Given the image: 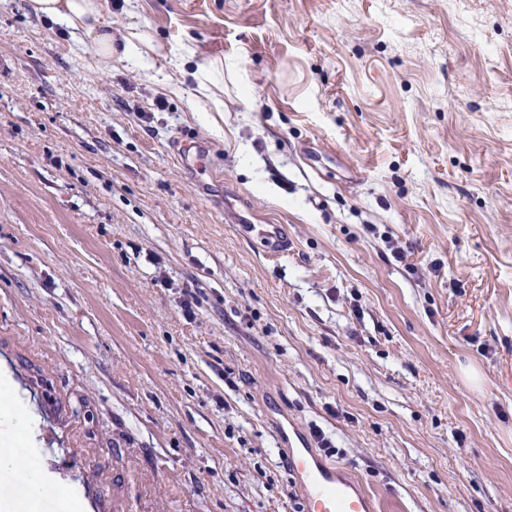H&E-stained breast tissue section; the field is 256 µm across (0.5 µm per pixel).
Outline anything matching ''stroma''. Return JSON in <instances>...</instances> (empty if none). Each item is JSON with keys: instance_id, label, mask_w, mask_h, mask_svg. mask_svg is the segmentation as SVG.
Returning <instances> with one entry per match:
<instances>
[{"instance_id": "obj_1", "label": "stroma", "mask_w": 512, "mask_h": 512, "mask_svg": "<svg viewBox=\"0 0 512 512\" xmlns=\"http://www.w3.org/2000/svg\"><path fill=\"white\" fill-rule=\"evenodd\" d=\"M101 4L224 109L0 0V360L60 478L0 512H303L299 432L375 512H512V0ZM194 78L197 83L198 90L200 94L208 99V102L205 103V111L206 112H220L224 109V100L216 97V95L212 91V87L215 86V82L217 79L215 77V69H198L194 73ZM209 105L211 108L207 107ZM238 216L236 224L250 225V231L243 236L253 244L259 243L268 257L288 252V233L284 224H251V221L243 214Z\"/></svg>"}]
</instances>
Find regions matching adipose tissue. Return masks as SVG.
<instances>
[{"label":"adipose tissue","mask_w":512,"mask_h":512,"mask_svg":"<svg viewBox=\"0 0 512 512\" xmlns=\"http://www.w3.org/2000/svg\"><path fill=\"white\" fill-rule=\"evenodd\" d=\"M31 12L65 24L77 45H91L104 64L113 57L112 29L102 18L100 0H28Z\"/></svg>","instance_id":"ef3b65f1"}]
</instances>
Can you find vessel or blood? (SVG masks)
Segmentation results:
<instances>
[{"mask_svg": "<svg viewBox=\"0 0 512 512\" xmlns=\"http://www.w3.org/2000/svg\"><path fill=\"white\" fill-rule=\"evenodd\" d=\"M247 234L267 256L287 253L288 233L281 224H254ZM288 467L301 490L306 512H373L371 497L343 467L330 463L308 447L291 449Z\"/></svg>", "mask_w": 512, "mask_h": 512, "instance_id": "1", "label": "vessel or blood"}]
</instances>
